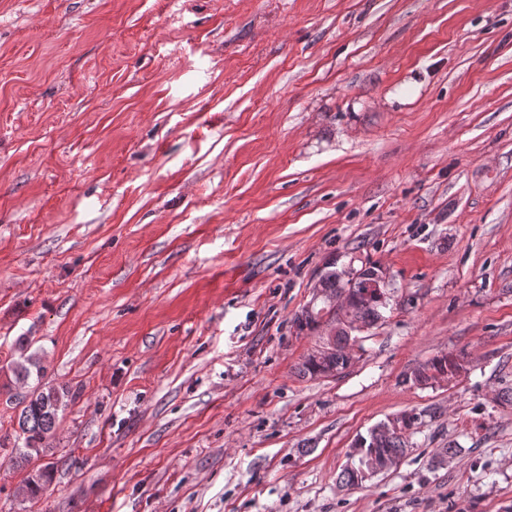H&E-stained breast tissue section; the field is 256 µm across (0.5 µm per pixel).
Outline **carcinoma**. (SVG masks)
Segmentation results:
<instances>
[{"label": "carcinoma", "mask_w": 512, "mask_h": 512, "mask_svg": "<svg viewBox=\"0 0 512 512\" xmlns=\"http://www.w3.org/2000/svg\"><path fill=\"white\" fill-rule=\"evenodd\" d=\"M373 268L374 264H365V270L352 284L337 278L334 270L326 275L324 281V288L331 293L340 290L350 291L357 319L372 326L383 319L381 309L387 307L389 301L387 289L377 291L369 287L370 272ZM326 313L327 310L323 307H306L301 313L294 315L293 322L300 330L313 329ZM353 331L352 327L338 328L333 357L325 361L309 354L300 364L299 373L312 377L329 372L341 373L348 369L354 363L353 354L346 350ZM30 345L31 340L27 336H20L15 342L19 358L10 364V371L16 382L28 386V391L20 402L21 410L17 416L16 427L13 428V435L0 436V449L5 447L6 440L14 439L13 460L22 468L33 458L44 455L52 448L59 413L76 398L75 392L68 386L49 385L42 381L44 366L37 353L29 352ZM461 360V356L453 353L437 355L414 371V382L427 385L436 379L438 373H452ZM33 376L36 377V382L31 385L29 380ZM404 417L405 429L397 435L379 434V426L376 425L361 436L365 447L357 449V455L339 473V484L344 487L360 486L365 482L361 470L367 468L369 462L373 461L381 468L385 461L399 460L405 455L410 448L409 435L415 428L418 417L412 413H406ZM39 471L38 478L34 479L28 474L24 479L27 496L31 499L38 498L52 480V466L46 465L39 468Z\"/></svg>", "instance_id": "carcinoma-1"}]
</instances>
